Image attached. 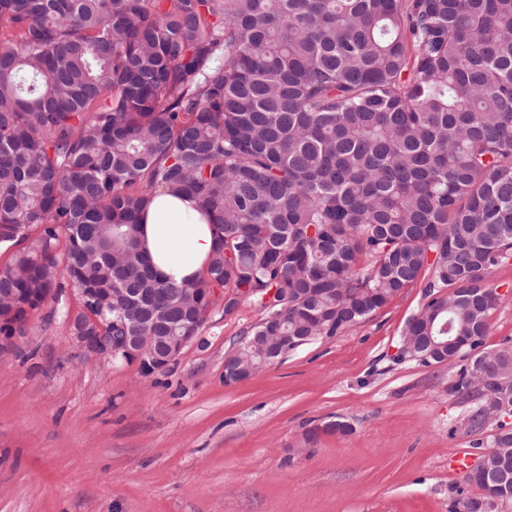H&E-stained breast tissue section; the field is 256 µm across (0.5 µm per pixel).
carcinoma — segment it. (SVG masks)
<instances>
[{
    "label": "carcinoma",
    "mask_w": 512,
    "mask_h": 512,
    "mask_svg": "<svg viewBox=\"0 0 512 512\" xmlns=\"http://www.w3.org/2000/svg\"><path fill=\"white\" fill-rule=\"evenodd\" d=\"M160 194L209 217L205 269L147 263ZM0 335L63 288L112 294L129 336H196L215 288L261 317L255 376L358 327L425 271L400 358L468 361L448 393L512 406V346L484 348L512 256V0H0ZM200 305L184 317V289ZM494 380L478 398L469 379ZM512 475V431L475 440Z\"/></svg>",
    "instance_id": "1"
}]
</instances>
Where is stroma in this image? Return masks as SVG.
Listing matches in <instances>:
<instances>
[{
    "label": "stroma",
    "mask_w": 512,
    "mask_h": 512,
    "mask_svg": "<svg viewBox=\"0 0 512 512\" xmlns=\"http://www.w3.org/2000/svg\"><path fill=\"white\" fill-rule=\"evenodd\" d=\"M484 346L512 343V258ZM424 303L406 288L369 322L243 382L224 361L260 310L214 307L167 369L87 359L71 290L0 353V512H450L481 451L449 395L461 361L398 360ZM348 426L328 432L331 421Z\"/></svg>",
    "instance_id": "stroma-1"
}]
</instances>
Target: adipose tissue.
<instances>
[{
	"instance_id": "ef3b65f1",
	"label": "adipose tissue",
	"mask_w": 512,
	"mask_h": 512,
	"mask_svg": "<svg viewBox=\"0 0 512 512\" xmlns=\"http://www.w3.org/2000/svg\"><path fill=\"white\" fill-rule=\"evenodd\" d=\"M142 221V247L156 271L179 281L203 268L212 251L214 237L193 201L159 195L153 199Z\"/></svg>"
}]
</instances>
